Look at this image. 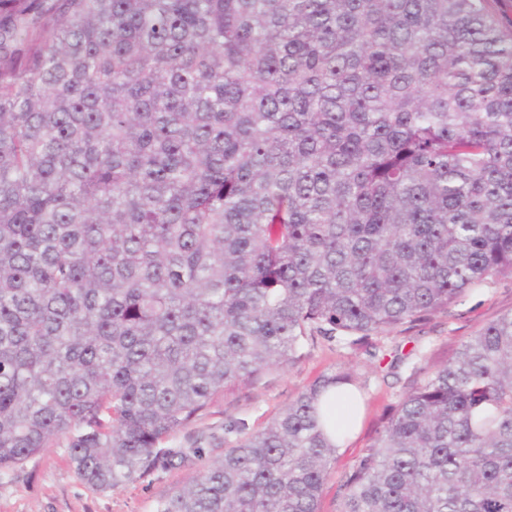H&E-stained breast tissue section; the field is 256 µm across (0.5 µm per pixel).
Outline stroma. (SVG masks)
Masks as SVG:
<instances>
[{
  "label": "stroma",
  "instance_id": "35a3bbf8",
  "mask_svg": "<svg viewBox=\"0 0 512 512\" xmlns=\"http://www.w3.org/2000/svg\"><path fill=\"white\" fill-rule=\"evenodd\" d=\"M512 311V276L468 290L449 312L414 328L384 334L376 351L318 340L296 365L277 368L255 383L225 390L188 427L173 433V448L200 446L201 457L152 472L108 491H98L76 474L63 441L53 442L23 465L0 475V512H154L163 499L197 477L205 462L222 457L237 437L225 434L227 422L244 423L247 433L263 430L314 381L342 371L360 384L358 417L336 452L319 498V512H338L347 472L375 445L400 397L424 373L450 357L458 345L502 313Z\"/></svg>",
  "mask_w": 512,
  "mask_h": 512
}]
</instances>
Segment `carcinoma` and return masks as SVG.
<instances>
[{
	"instance_id": "1",
	"label": "carcinoma",
	"mask_w": 512,
	"mask_h": 512,
	"mask_svg": "<svg viewBox=\"0 0 512 512\" xmlns=\"http://www.w3.org/2000/svg\"><path fill=\"white\" fill-rule=\"evenodd\" d=\"M512 276V33L486 0H0V473L96 490L322 337ZM301 392L155 512H318L359 403ZM340 512H512V312L394 406Z\"/></svg>"
}]
</instances>
